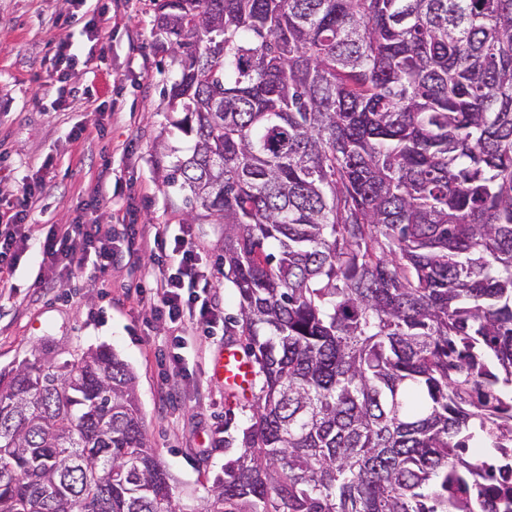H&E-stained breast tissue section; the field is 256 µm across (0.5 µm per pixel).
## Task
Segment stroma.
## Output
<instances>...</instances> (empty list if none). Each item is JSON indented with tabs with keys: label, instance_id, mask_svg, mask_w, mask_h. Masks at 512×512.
I'll list each match as a JSON object with an SVG mask.
<instances>
[{
	"label": "stroma",
	"instance_id": "35a3bbf8",
	"mask_svg": "<svg viewBox=\"0 0 512 512\" xmlns=\"http://www.w3.org/2000/svg\"><path fill=\"white\" fill-rule=\"evenodd\" d=\"M112 39L97 42L82 24L56 25L75 12V0H0V201H13L23 178L43 177L57 185L36 210L41 224H69L101 172L112 180V200L99 212L116 244L126 242L125 216L138 224H188L224 316L237 313L235 291L224 277V227L203 209L186 213L180 196L163 182L174 155L192 142L173 127L162 89L175 78L169 44L156 26L155 0H106ZM78 46L81 64L68 72L65 91L47 86L56 79L58 42ZM114 113L97 133L99 110ZM83 127L86 140L68 139ZM51 157L47 170L33 160ZM153 257L134 254L108 274L86 268L60 273L55 286L35 287L39 258L27 253L0 295V369L40 356L47 347L113 349L135 375L146 433L174 478L175 493L204 496L233 457L250 410L229 392L211 368L219 353L239 344L223 323L175 345L174 332L153 309L143 267ZM235 422L225 426L224 415ZM228 447H220V440Z\"/></svg>",
	"mask_w": 512,
	"mask_h": 512
}]
</instances>
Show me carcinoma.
I'll return each instance as SVG.
<instances>
[{"label":"carcinoma","mask_w":512,"mask_h":512,"mask_svg":"<svg viewBox=\"0 0 512 512\" xmlns=\"http://www.w3.org/2000/svg\"><path fill=\"white\" fill-rule=\"evenodd\" d=\"M250 424L190 512H512V0H160ZM0 512H184L109 348L0 371Z\"/></svg>","instance_id":"obj_1"}]
</instances>
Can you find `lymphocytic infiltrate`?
Here are the masks:
<instances>
[{"label":"lymphocytic infiltrate","mask_w":512,"mask_h":512,"mask_svg":"<svg viewBox=\"0 0 512 512\" xmlns=\"http://www.w3.org/2000/svg\"><path fill=\"white\" fill-rule=\"evenodd\" d=\"M52 189V184L42 178L23 181L14 205L0 211L1 289L11 287L18 262L31 250L41 258V279L45 282L54 281L58 267L83 268L90 255L95 258V271L104 274L120 268L130 253L147 252L164 257L171 268L170 273L162 272L154 278V309L158 314L184 332L218 320L220 311L206 294L210 281L199 262L189 225L133 224L129 227L127 245H114L111 225L96 217L110 198L111 186L102 180L86 203L91 220L36 228L33 205Z\"/></svg>","instance_id":"1"}]
</instances>
